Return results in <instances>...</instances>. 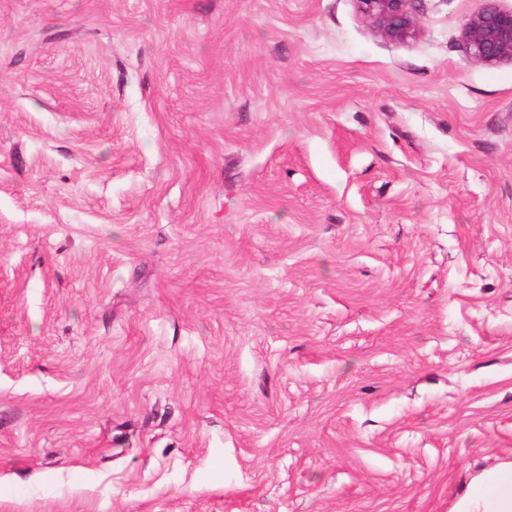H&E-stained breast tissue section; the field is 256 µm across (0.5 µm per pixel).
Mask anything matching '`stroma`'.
I'll return each instance as SVG.
<instances>
[{
  "mask_svg": "<svg viewBox=\"0 0 512 512\" xmlns=\"http://www.w3.org/2000/svg\"><path fill=\"white\" fill-rule=\"evenodd\" d=\"M481 5L0 0V512H452L512 462ZM417 0H355L359 12L386 39L405 42L413 39L419 29Z\"/></svg>",
  "mask_w": 512,
  "mask_h": 512,
  "instance_id": "35a3bbf8",
  "label": "stroma"
}]
</instances>
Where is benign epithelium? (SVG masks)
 <instances>
[{
  "instance_id": "benign-epithelium-1",
  "label": "benign epithelium",
  "mask_w": 512,
  "mask_h": 512,
  "mask_svg": "<svg viewBox=\"0 0 512 512\" xmlns=\"http://www.w3.org/2000/svg\"><path fill=\"white\" fill-rule=\"evenodd\" d=\"M359 12L386 39L405 42L419 29L416 0H355ZM463 48L472 60L484 65L512 63V5L504 0H483L462 31Z\"/></svg>"
}]
</instances>
